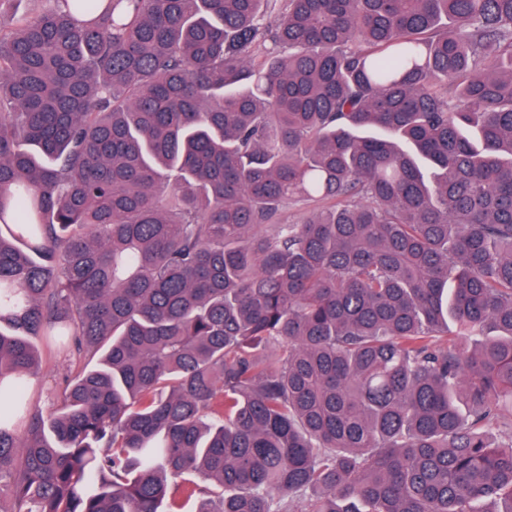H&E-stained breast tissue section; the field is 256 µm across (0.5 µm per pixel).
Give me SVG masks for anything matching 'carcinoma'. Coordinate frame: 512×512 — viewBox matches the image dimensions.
<instances>
[{"label":"carcinoma","instance_id":"1","mask_svg":"<svg viewBox=\"0 0 512 512\" xmlns=\"http://www.w3.org/2000/svg\"><path fill=\"white\" fill-rule=\"evenodd\" d=\"M9 2L0 512H512V0ZM35 345L41 353V373L30 382L28 394L43 411H53L60 407L66 381L82 368L83 361L72 351H57L40 340Z\"/></svg>","mask_w":512,"mask_h":512}]
</instances>
